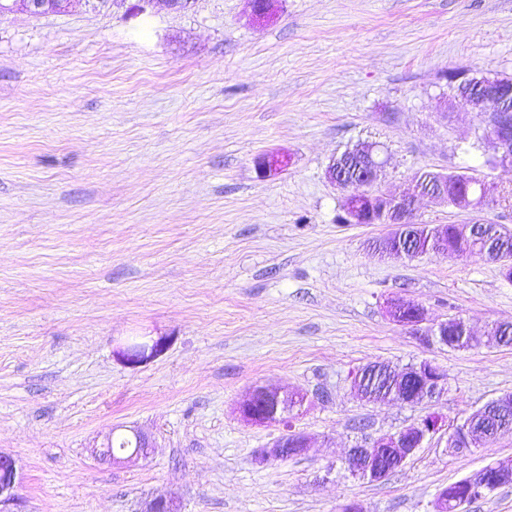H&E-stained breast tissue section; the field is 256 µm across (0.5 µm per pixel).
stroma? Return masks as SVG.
<instances>
[{
    "label": "stroma",
    "mask_w": 512,
    "mask_h": 512,
    "mask_svg": "<svg viewBox=\"0 0 512 512\" xmlns=\"http://www.w3.org/2000/svg\"><path fill=\"white\" fill-rule=\"evenodd\" d=\"M134 2L0 17V452L23 512H433L439 489L511 462L512 436L455 454L443 430L382 480L348 477L364 438L512 391V346L423 344L388 302L479 334L512 323V281L481 255H378L390 225L344 223L326 170L369 142L379 189L474 170L511 190L447 75H512V0H279L263 23L248 0ZM273 151L288 166L261 176ZM415 221L512 231V206L423 197ZM160 338L147 362L121 356ZM423 360L448 374L438 400L351 390L359 367ZM257 386L308 394L305 454L256 462L284 431L240 418ZM118 426L151 436L147 458L93 455Z\"/></svg>",
    "instance_id": "obj_1"
}]
</instances>
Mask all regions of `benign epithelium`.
I'll return each mask as SVG.
<instances>
[{"label":"benign epithelium","instance_id":"7a95c632","mask_svg":"<svg viewBox=\"0 0 512 512\" xmlns=\"http://www.w3.org/2000/svg\"><path fill=\"white\" fill-rule=\"evenodd\" d=\"M73 0H0V16L5 13L22 12L30 17H41L46 14L65 12ZM483 94L473 97L463 106L483 117L488 129V137L493 140L495 154L504 162L512 165V115L496 107V99L500 94L511 88L512 77L502 74L481 76ZM364 154L369 160L363 176L362 186L347 194L346 213L349 223H365L364 202L379 198L383 201L399 205L407 211H415V192L410 190L402 195L382 192L375 188L379 172L384 160L377 154L375 146L365 145ZM288 165L285 156L270 153L257 161L259 172L268 176L283 170ZM389 314L398 323L413 328L422 341L427 344H442L456 348L470 347L479 343L472 336L467 323L460 318H448L426 328H420L424 321V309L410 301L395 299L390 302ZM162 349L160 341L149 345L145 342H135L126 349L127 359L132 362H142L157 354ZM390 376L399 384H408L407 389L397 387L389 390L384 399L399 401L407 405L432 401L445 392L448 374L440 366L431 361L423 360L402 370H388ZM263 399L274 407L288 399V394L278 389L257 386L239 402L238 412L247 422L263 424L265 420L254 411L253 402ZM506 414L512 411V391L505 392L491 400L486 405L475 410L462 423L452 428L448 433V448L458 453L479 448L490 440V436L476 426L478 417L489 410ZM445 426L443 417L431 413L424 418L406 425L394 432L382 434L349 450V471L353 476L368 478L372 481L386 477V471L380 465L382 459H393L399 467H404L408 461L423 446L425 441L437 434ZM135 439L134 450L117 456L112 453V440H107L100 454L114 463H125L148 455L152 441L144 433L131 430ZM309 448L308 439L301 433L291 432L282 435L269 448L262 449L257 456L260 464L272 460H282L302 455ZM466 494L477 489H490L512 484V463L488 464L475 470L461 479ZM19 482L15 461L0 454V512H21V500L18 494ZM141 512H180V506L171 498L157 497L144 503Z\"/></svg>","mask_w":512,"mask_h":512}]
</instances>
